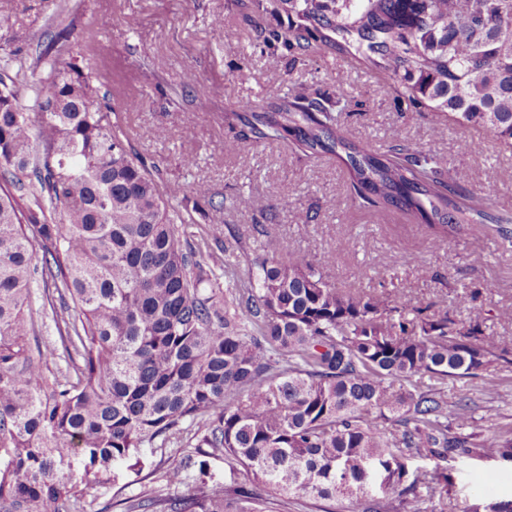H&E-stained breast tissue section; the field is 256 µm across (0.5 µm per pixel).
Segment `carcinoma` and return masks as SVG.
I'll return each instance as SVG.
<instances>
[{
	"mask_svg": "<svg viewBox=\"0 0 512 512\" xmlns=\"http://www.w3.org/2000/svg\"><path fill=\"white\" fill-rule=\"evenodd\" d=\"M263 11L288 16L270 38L302 56L326 49L324 29L357 34L392 61L396 97L512 149V0H266ZM89 36L87 22L49 35L32 64L47 65L34 112L26 74L0 73V175L21 191L0 192V512H88L83 485L157 442L230 456L268 496L200 486L109 507L272 512L310 497L421 512L414 485L401 487L404 455L512 457L511 430L465 432L466 395L450 402L422 384L505 359L483 338L481 310L459 319L346 291L305 254L257 259L254 285L228 298L218 262L183 240L155 175L112 130ZM334 106L301 90L266 112L241 104L224 113L242 125L224 150L286 141L300 158H334L377 216L400 213L435 244L466 224H512L444 157L355 140ZM193 194L198 212L224 208L202 184ZM39 269L55 290L43 306L60 320L46 350L30 343ZM55 359L73 370L63 382L47 378ZM75 453L88 459L78 480L54 467ZM470 512H512V501Z\"/></svg>",
	"mask_w": 512,
	"mask_h": 512,
	"instance_id": "1",
	"label": "carcinoma"
}]
</instances>
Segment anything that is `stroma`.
<instances>
[{
  "label": "stroma",
  "mask_w": 512,
  "mask_h": 512,
  "mask_svg": "<svg viewBox=\"0 0 512 512\" xmlns=\"http://www.w3.org/2000/svg\"><path fill=\"white\" fill-rule=\"evenodd\" d=\"M97 22L99 59L111 75L112 123L145 165L157 171L177 214L191 213L193 184H207L223 209L208 220L181 225L193 244H209L230 274L233 288L247 286L251 264L261 254L300 251L325 264L337 287L380 298L401 295L409 306L431 305L433 312L458 317L470 307L483 309V333L512 339V243L496 224L462 231L451 243L431 245L422 226L398 214L379 223L355 200L342 165L323 157L287 159L281 143L245 144L224 151L229 131L224 114L241 102L268 104L289 85L308 94L341 98L350 133L379 149L405 144L441 154L459 167L474 188L488 191L491 209H512V151L467 126L437 123L428 112L397 101L385 72L373 67L367 41L336 31L335 48L299 56L269 35V24L246 20L236 0H0V20L27 53L45 34L83 14ZM135 17L128 27L127 17ZM141 100L139 109L120 111L122 100ZM165 135L153 137L152 129ZM474 150H466L468 142ZM196 159L193 168L184 156ZM310 221L300 224L297 213ZM221 227V240L207 243L209 225ZM468 295L469 306L458 303ZM448 400L467 393L470 431L492 436L512 429V364L497 363L463 386L442 385ZM137 467L120 468L116 483L88 488L96 506L113 497H135L169 490L167 472H182V490L202 485L254 488L236 461L216 453L200 455L176 446L146 447ZM405 482L424 507L437 505L448 489L456 512L479 501L512 499V461L460 451L442 458L407 454ZM425 482H418V475Z\"/></svg>",
  "instance_id": "obj_1"
}]
</instances>
